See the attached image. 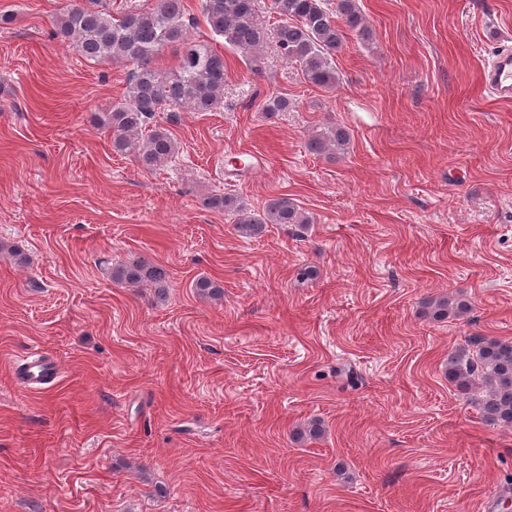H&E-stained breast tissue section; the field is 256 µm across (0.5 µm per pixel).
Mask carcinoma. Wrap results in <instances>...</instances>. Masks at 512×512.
Listing matches in <instances>:
<instances>
[{
	"instance_id": "carcinoma-1",
	"label": "carcinoma",
	"mask_w": 512,
	"mask_h": 512,
	"mask_svg": "<svg viewBox=\"0 0 512 512\" xmlns=\"http://www.w3.org/2000/svg\"><path fill=\"white\" fill-rule=\"evenodd\" d=\"M271 9L278 18L272 28L262 19L258 0H201L212 39H223L224 45L256 67L271 41L283 60L299 67L307 83L335 88L340 77L333 58L345 44V30L361 39L369 36L356 0H272ZM52 34L89 62L132 65L127 99L95 113L93 126L112 135L113 151L133 156L146 170L163 166L179 149L172 132L153 122L156 113L184 107L212 112L224 105V54L189 34L183 0H154L151 7L118 15L102 0H77L57 15ZM169 48L177 51L176 66H158L157 59ZM291 107L286 95H272L263 102V111L269 113ZM350 141L346 127L330 124L308 148L341 155ZM203 205L234 216L237 231L245 236L261 235L268 224L312 222L287 194L272 198L260 212L251 210L241 197L224 192L207 196ZM110 276L121 286L154 287L161 292L168 272L136 260L113 265ZM194 288L205 298L224 296L220 283L211 278L198 279ZM469 310L467 301L454 297L434 299L425 306V314L435 320L459 317ZM448 382L464 395L479 391L474 404L487 424L512 427V341L469 338L467 346L448 355Z\"/></svg>"
}]
</instances>
